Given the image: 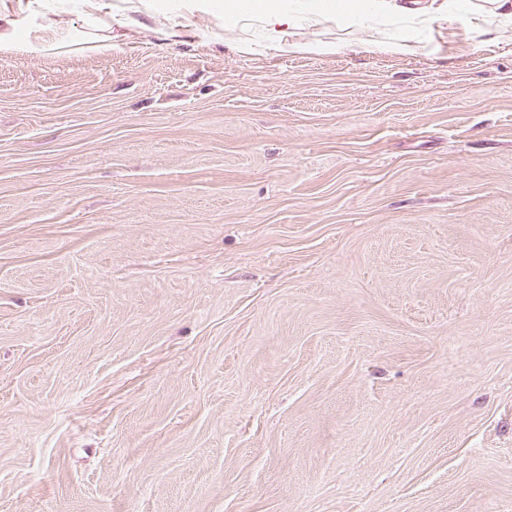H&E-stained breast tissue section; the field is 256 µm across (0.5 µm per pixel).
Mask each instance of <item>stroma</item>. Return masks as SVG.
I'll use <instances>...</instances> for the list:
<instances>
[{
    "instance_id": "obj_1",
    "label": "stroma",
    "mask_w": 512,
    "mask_h": 512,
    "mask_svg": "<svg viewBox=\"0 0 512 512\" xmlns=\"http://www.w3.org/2000/svg\"><path fill=\"white\" fill-rule=\"evenodd\" d=\"M0 14V512H512V39ZM52 43L50 38L44 36H41L37 44L30 43L29 38H20L16 30V22L0 15V53L13 52L20 49L47 48Z\"/></svg>"
}]
</instances>
